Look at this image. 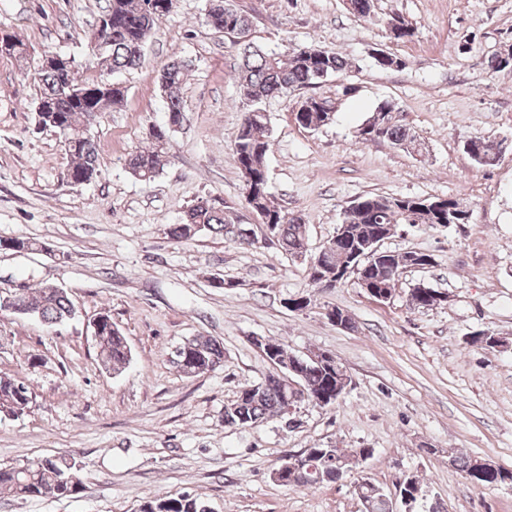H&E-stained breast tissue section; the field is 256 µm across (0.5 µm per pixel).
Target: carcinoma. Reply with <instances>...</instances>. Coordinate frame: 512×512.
<instances>
[{
  "instance_id": "cac0c4a2",
  "label": "carcinoma",
  "mask_w": 512,
  "mask_h": 512,
  "mask_svg": "<svg viewBox=\"0 0 512 512\" xmlns=\"http://www.w3.org/2000/svg\"><path fill=\"white\" fill-rule=\"evenodd\" d=\"M157 9L149 11L144 0H108L105 13L112 14V26L104 44L93 48L94 54L112 72L139 68L144 64L142 42L147 40L160 20L165 17V3L173 0H155ZM205 22L212 28L230 36L241 37L251 27V19L235 5L234 0H211ZM390 33L395 40H407L414 35V28L397 17L389 22ZM348 60L333 49L311 44L300 48L285 47L281 51L269 50L251 42L241 45V64L238 76L244 99L255 105L245 114L234 143V158L244 179L245 202L264 212L271 220L260 225L264 235L278 241L283 252L298 258L307 252V225L275 202L269 192L267 157L272 141L267 115L256 104L262 100L288 92L312 88L323 81L346 72ZM188 63L174 61L162 70L159 83L166 95L167 121L159 126V133L151 138L145 149L134 151L129 158L132 175L144 182L152 181L160 171V162L171 147L173 125H182L185 112L180 96ZM34 80L39 85L38 100L47 103L49 111L36 113V124L56 130L64 139L71 156L67 168L69 184L81 186L94 181L99 175L97 150L86 122L92 108L102 101L120 104L126 88L119 82L112 89L103 90L95 80L78 82L74 68L37 69ZM310 107L297 123L310 130L328 125L332 107L328 101L315 96L305 98ZM360 140H386L396 146L408 148L415 145V135L410 129L387 122L376 129L365 121L357 129ZM473 161L480 166L496 165L500 150L489 138L476 137ZM460 197H385L366 196L348 208L342 224L336 231L335 248L323 255L327 269L336 266V256L363 244L376 233L389 232L398 224H424L432 227L448 223V210L462 214L460 224L469 222L470 209L462 208ZM237 227L230 208L219 207L209 200H200L184 211L181 223L168 229L170 237L177 241L190 240L202 234L215 233L239 243L252 246L257 236L251 232L237 235ZM9 249L16 252L40 251L46 243L29 239L7 238ZM407 253L392 251L386 257L373 260L365 269L368 277L376 278L390 288L398 286L402 268L406 267ZM28 314L49 328L70 319L73 311L66 292L46 284L33 295H9ZM99 355L103 365L118 372L129 362L130 349L120 330L112 325L107 315L99 316ZM180 355L173 363L188 376L208 373L224 364V346L205 336H195L179 345ZM342 365L336 361L314 366L305 373V383L311 397L317 399L336 391L342 379ZM34 404L31 391L25 382L16 377L0 376V414L22 417ZM284 390L278 383L264 388L251 385L243 389L237 399L224 408V425L252 427L274 417H287L283 413ZM344 453L337 448L319 447L311 458L308 485L312 487L336 482L344 475L340 459ZM75 461L65 457L45 456L38 461H28L14 466H0V498L37 497L53 494L67 497L81 489V482L71 483L70 477L78 475ZM357 494L364 497L368 512H390L385 493L368 480L357 483ZM140 512H209L206 502L191 494L175 497H156L141 506Z\"/></svg>"
}]
</instances>
